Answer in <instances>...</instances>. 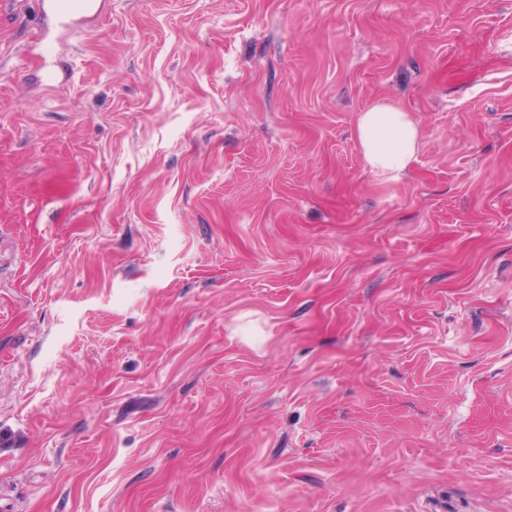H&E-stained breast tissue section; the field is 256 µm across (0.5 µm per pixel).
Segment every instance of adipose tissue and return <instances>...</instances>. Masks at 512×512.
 Here are the masks:
<instances>
[{"instance_id": "1", "label": "adipose tissue", "mask_w": 512, "mask_h": 512, "mask_svg": "<svg viewBox=\"0 0 512 512\" xmlns=\"http://www.w3.org/2000/svg\"><path fill=\"white\" fill-rule=\"evenodd\" d=\"M356 133L367 168L396 179L414 157L419 130L410 113L379 102L361 112Z\"/></svg>"}]
</instances>
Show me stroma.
I'll list each match as a JSON object with an SVG mask.
<instances>
[{
	"instance_id": "1",
	"label": "stroma",
	"mask_w": 512,
	"mask_h": 512,
	"mask_svg": "<svg viewBox=\"0 0 512 512\" xmlns=\"http://www.w3.org/2000/svg\"><path fill=\"white\" fill-rule=\"evenodd\" d=\"M47 2L0 0V512H512V0ZM356 133L366 167L391 179L406 170L419 143L418 126L410 113L384 102L359 114Z\"/></svg>"
}]
</instances>
